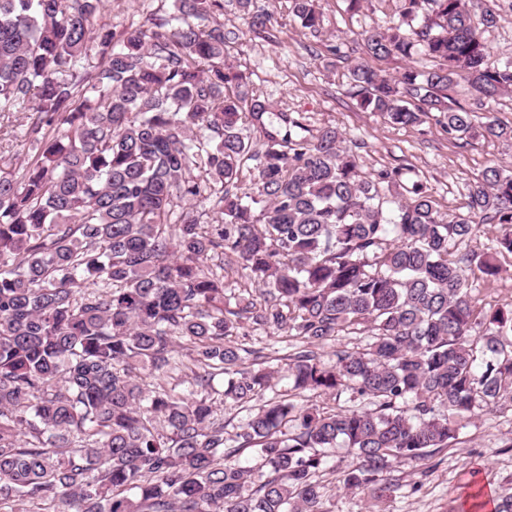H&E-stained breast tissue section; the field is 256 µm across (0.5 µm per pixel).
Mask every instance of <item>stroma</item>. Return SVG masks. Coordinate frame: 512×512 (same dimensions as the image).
Returning <instances> with one entry per match:
<instances>
[{
	"instance_id": "obj_1",
	"label": "stroma",
	"mask_w": 512,
	"mask_h": 512,
	"mask_svg": "<svg viewBox=\"0 0 512 512\" xmlns=\"http://www.w3.org/2000/svg\"><path fill=\"white\" fill-rule=\"evenodd\" d=\"M260 2L273 21L265 31L252 32L234 0H224V12L216 20L234 34L225 44L227 61L249 75L275 110L299 113L310 133L333 126L356 141L363 171L408 167L411 178L429 188L441 212L455 214L465 212L467 187L481 180L487 167L512 168V144L481 136L466 143L449 139L432 117L415 126H393L379 114L363 111L348 94L350 70L360 62L393 75L410 65L428 68L421 58L380 61L362 47V27L387 26L397 16L400 0H367L362 14L354 16L343 0H319L323 25L315 35L299 26L289 0ZM478 6L499 17L486 34L490 64L512 59V0H479ZM173 11L174 0H105L99 21L119 35L147 17ZM333 45L340 47L341 57L330 54ZM27 124L22 112L0 118V165L36 152V144L22 138ZM499 264V274L475 290L491 310L512 308V257ZM328 461L322 477L326 512H370L365 494L341 484L350 463L345 449H329ZM391 476L400 488L380 500V512H461L462 500L476 492H512V410L482 413L447 448L425 461L395 467Z\"/></svg>"
}]
</instances>
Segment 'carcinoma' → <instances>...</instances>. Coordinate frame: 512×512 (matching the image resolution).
Masks as SVG:
<instances>
[{"label":"carcinoma","instance_id":"cac0c4a2","mask_svg":"<svg viewBox=\"0 0 512 512\" xmlns=\"http://www.w3.org/2000/svg\"><path fill=\"white\" fill-rule=\"evenodd\" d=\"M402 2L364 31L367 53L432 67L391 78L359 63L348 93L395 126L438 112L465 141L473 111L448 90L466 82L480 107L512 92V61L488 63L497 15ZM291 3L319 29L318 0ZM236 7L252 30L272 22L258 0ZM102 9L0 0V114L31 110L37 145L0 169V512H322L328 449L352 458L345 488L379 499L398 488L392 463L512 407V310L473 294L512 256V173L486 170L447 220L407 169L366 173L336 128L309 137L303 117L272 111L224 59V25L203 24L224 0H177L120 37ZM481 129L512 142V125ZM491 223L507 231L472 249ZM247 325L289 349L285 391L267 347L236 343ZM340 336L364 343L325 360ZM344 391L359 405L298 402ZM227 402L251 411L234 434L216 415Z\"/></svg>","mask_w":512,"mask_h":512}]
</instances>
